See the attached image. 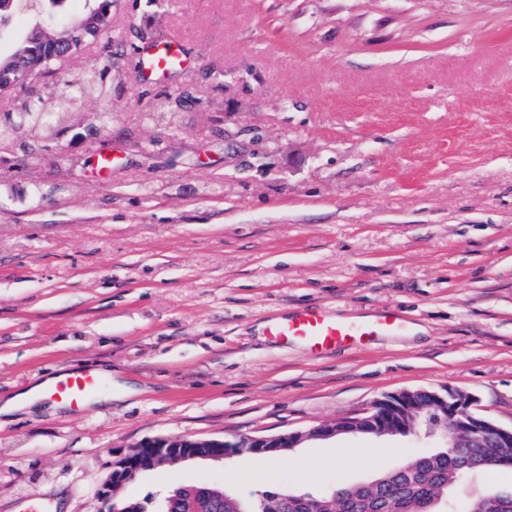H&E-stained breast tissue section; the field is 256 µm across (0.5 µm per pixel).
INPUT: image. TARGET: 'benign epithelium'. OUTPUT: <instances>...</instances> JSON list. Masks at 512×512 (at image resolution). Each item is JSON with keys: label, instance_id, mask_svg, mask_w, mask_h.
<instances>
[{"label": "benign epithelium", "instance_id": "7a95c632", "mask_svg": "<svg viewBox=\"0 0 512 512\" xmlns=\"http://www.w3.org/2000/svg\"><path fill=\"white\" fill-rule=\"evenodd\" d=\"M112 26L111 9H98L71 28L99 34ZM11 75L0 79L6 89L14 90L44 72L42 68H10ZM438 414L436 426L448 446L459 442L489 440L501 448H512V427L500 426L479 412L474 395L458 389L428 391ZM415 402L414 392L402 390L374 400L359 413L312 426L302 431L277 435H241L232 439H194L174 435L141 441L115 461L112 473L100 484L97 495L104 512H133L126 494L136 474L149 467L191 460H222L249 453L273 455L291 451L305 441L329 440L341 435L368 434L375 431L409 436L417 427L406 422L403 412Z\"/></svg>", "mask_w": 512, "mask_h": 512}]
</instances>
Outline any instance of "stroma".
<instances>
[{
	"instance_id": "35a3bbf8",
	"label": "stroma",
	"mask_w": 512,
	"mask_h": 512,
	"mask_svg": "<svg viewBox=\"0 0 512 512\" xmlns=\"http://www.w3.org/2000/svg\"><path fill=\"white\" fill-rule=\"evenodd\" d=\"M169 37L192 65L145 83L136 47ZM109 64L108 98L70 110L113 114L111 179L67 133L31 161L47 202L0 199V399L69 368L136 395L0 420V512H100L140 441L303 430L405 389L469 392L512 425V0H115L111 28L39 94ZM185 86L176 132L136 149L143 115ZM310 304L390 307L408 329L321 356L264 336ZM443 444L347 435L268 472L252 454L159 466L129 491L318 493ZM488 490L512 480L472 473L448 506Z\"/></svg>"
}]
</instances>
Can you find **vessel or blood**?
I'll return each mask as SVG.
<instances>
[{
    "mask_svg": "<svg viewBox=\"0 0 512 512\" xmlns=\"http://www.w3.org/2000/svg\"><path fill=\"white\" fill-rule=\"evenodd\" d=\"M141 73L146 82H161L182 71L187 63L178 40L161 45H145L139 51ZM404 317L388 308L363 317H343L319 305L305 306L274 318L265 334L273 343L286 345L300 342L315 355L351 349L377 337L399 335L406 331ZM103 387L98 376L89 370H65L50 383L45 395L78 409Z\"/></svg>",
    "mask_w": 512,
    "mask_h": 512,
    "instance_id": "obj_1",
    "label": "vessel or blood"
}]
</instances>
